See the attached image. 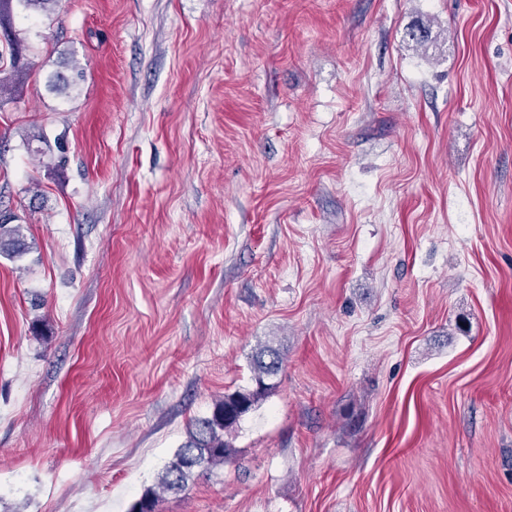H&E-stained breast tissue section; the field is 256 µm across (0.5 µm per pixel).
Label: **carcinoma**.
Wrapping results in <instances>:
<instances>
[{
  "mask_svg": "<svg viewBox=\"0 0 512 512\" xmlns=\"http://www.w3.org/2000/svg\"><path fill=\"white\" fill-rule=\"evenodd\" d=\"M24 7L45 9L57 0H0V31L5 44L0 46V94L10 88L8 73L14 69L21 41L11 28L13 2ZM15 217L0 215V254L8 257L25 251L22 225L13 223ZM283 364L280 352L268 344H260L251 358L253 387L227 393L216 401L210 416L199 418L189 426L187 439L176 451L174 459L158 476L154 487L146 490L131 507L130 512H159L165 495L189 487L197 470H211L232 460L234 449L226 435L271 390L269 380Z\"/></svg>",
  "mask_w": 512,
  "mask_h": 512,
  "instance_id": "cac0c4a2",
  "label": "carcinoma"
}]
</instances>
